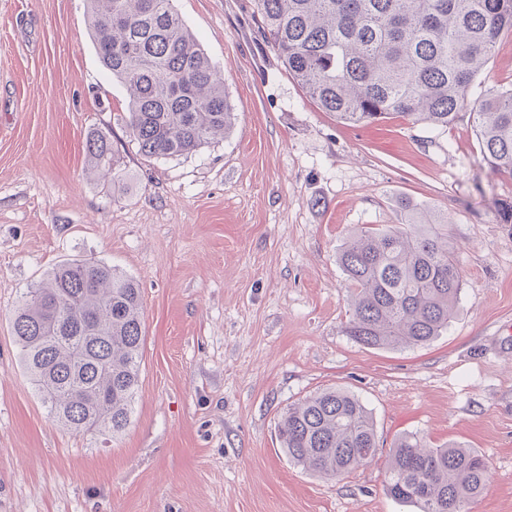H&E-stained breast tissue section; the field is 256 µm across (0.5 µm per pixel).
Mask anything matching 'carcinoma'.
<instances>
[{
    "label": "carcinoma",
    "instance_id": "obj_1",
    "mask_svg": "<svg viewBox=\"0 0 512 512\" xmlns=\"http://www.w3.org/2000/svg\"><path fill=\"white\" fill-rule=\"evenodd\" d=\"M102 65L126 87L122 117L140 154L188 155L231 126L224 81L173 0H88ZM263 32L312 99L343 122L397 116L436 129L459 117L512 0H258ZM481 161L512 174V86L494 84L472 113ZM89 168L114 169L108 132L86 140ZM404 223L372 224L340 248L352 312L345 333L374 349H411L440 336L462 288L448 221L407 200ZM19 359L50 414L76 434L118 435L130 424L143 356L137 281L93 258L66 260L24 292L13 322ZM288 460L346 476L376 458L371 412L328 388L288 405L278 423ZM386 490L417 512H470L488 459L460 445L432 448L409 434L387 460Z\"/></svg>",
    "mask_w": 512,
    "mask_h": 512
}]
</instances>
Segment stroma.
Here are the masks:
<instances>
[{
  "mask_svg": "<svg viewBox=\"0 0 512 512\" xmlns=\"http://www.w3.org/2000/svg\"><path fill=\"white\" fill-rule=\"evenodd\" d=\"M224 79L232 129L196 152L138 154L122 84L103 69L86 0H0V512H414L386 492L405 434L460 443L493 477L471 512H512V174L480 157V85L512 84L503 33L459 118L346 124L288 73L256 0H173ZM109 130L122 180L87 170ZM447 216L463 287L447 331L405 350L344 332L341 244L400 224L402 198ZM95 258L135 278L145 341L119 436L60 427L12 336L24 289ZM358 395L382 443L324 479L289 462L288 405Z\"/></svg>",
  "mask_w": 512,
  "mask_h": 512,
  "instance_id": "35a3bbf8",
  "label": "stroma"
}]
</instances>
